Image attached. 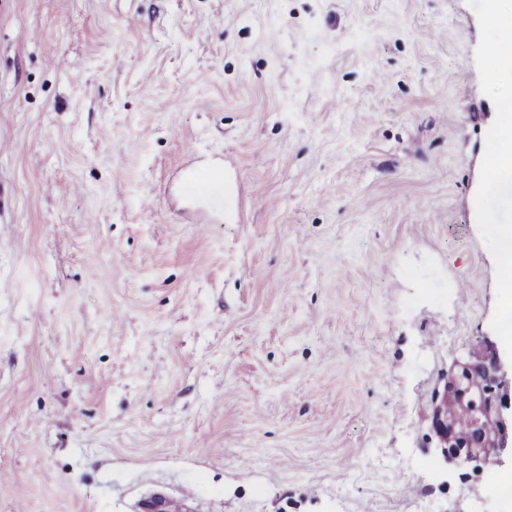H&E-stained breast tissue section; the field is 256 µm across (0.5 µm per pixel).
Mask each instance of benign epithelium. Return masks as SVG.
I'll use <instances>...</instances> for the list:
<instances>
[{"label":"benign epithelium","instance_id":"1","mask_svg":"<svg viewBox=\"0 0 512 512\" xmlns=\"http://www.w3.org/2000/svg\"><path fill=\"white\" fill-rule=\"evenodd\" d=\"M431 428L443 458L476 473L512 463V371L485 340L454 362L432 396ZM467 413L461 424L448 412Z\"/></svg>","mask_w":512,"mask_h":512}]
</instances>
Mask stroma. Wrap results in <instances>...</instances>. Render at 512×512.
I'll list each match as a JSON object with an SVG mask.
<instances>
[{
	"instance_id": "obj_1",
	"label": "stroma",
	"mask_w": 512,
	"mask_h": 512,
	"mask_svg": "<svg viewBox=\"0 0 512 512\" xmlns=\"http://www.w3.org/2000/svg\"><path fill=\"white\" fill-rule=\"evenodd\" d=\"M490 38L486 0H0V512H507L430 431L512 319Z\"/></svg>"
}]
</instances>
